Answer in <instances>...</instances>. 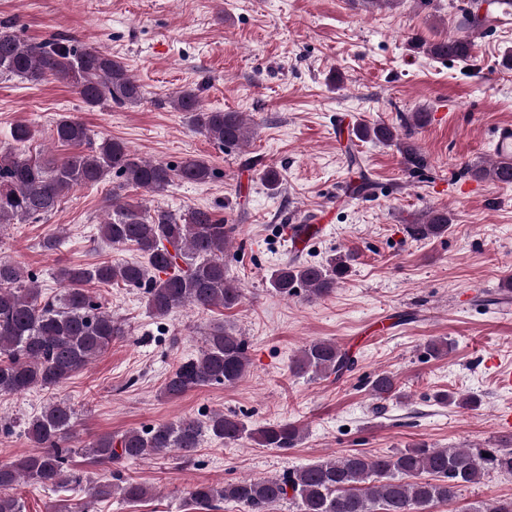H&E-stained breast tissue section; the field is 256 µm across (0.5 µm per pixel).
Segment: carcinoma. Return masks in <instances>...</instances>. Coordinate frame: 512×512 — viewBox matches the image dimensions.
<instances>
[{"label":"carcinoma","instance_id":"obj_1","mask_svg":"<svg viewBox=\"0 0 512 512\" xmlns=\"http://www.w3.org/2000/svg\"><path fill=\"white\" fill-rule=\"evenodd\" d=\"M417 48L438 59L466 60L472 42L467 38L419 41ZM0 75L39 84L52 76L72 85L89 106L102 103L135 106L143 99L142 85L111 54L80 46L69 38L30 43L11 24H0ZM190 126L218 149L248 141V126L239 112L203 108L198 89L181 90L171 99ZM57 141L74 148L61 162L0 153V225L37 221L54 212L61 197L77 185H97L109 176L120 179L112 187V215L100 225L102 236L118 246H132L140 259L118 265L66 267L59 272L62 292L49 299L35 276L21 267L0 261V395L53 389L108 350L125 335L121 323L95 300L85 285L122 283L140 288L156 318H165L186 305L208 310L231 309L240 304L241 289L224 273V252L236 234V225L224 223L206 208L175 213L151 208L122 197L127 188L162 195L174 181L205 183L216 171L205 160L186 157L177 163L143 160L121 141L104 138L92 143L89 129L75 117L56 123ZM34 137L30 124L11 128L15 143ZM361 140L394 145L406 168L424 171L428 162L418 145L401 137L385 123L363 125ZM464 173L477 180L512 183V166L468 165ZM445 209L430 208L407 225L416 240L435 239L448 232ZM356 254L348 251L326 262L312 264L296 258L281 263L269 277L272 290L282 297L305 288L323 298L349 272ZM247 349L242 338L219 327L205 338L199 355L180 364L167 377L163 395L177 399L187 392L212 385H233L245 374ZM355 360L333 342L313 341L293 359L295 375L334 376L341 379ZM377 400L401 397L396 379L381 372L368 381ZM76 411L65 399L49 402L27 422V434L38 451L0 466V512H21L18 498L7 494L22 483L55 488L66 479V469L77 455L115 468L111 480L98 482L94 496L107 500L117 494L127 503L145 500L144 484L120 477L126 461L162 458L173 451L190 455L209 437L226 444L245 437L265 448H293L303 429L279 422L257 430L236 414L216 411L206 419L180 418L147 429L102 435L77 448L71 445ZM512 474V449L495 447L431 448L424 443L391 454L352 453L318 461L280 477L240 478L224 484H197L189 492L195 509H210L222 502L242 505L246 512H272L285 501L299 512H429L436 503L454 500L459 488L480 482L489 472Z\"/></svg>","mask_w":512,"mask_h":512}]
</instances>
